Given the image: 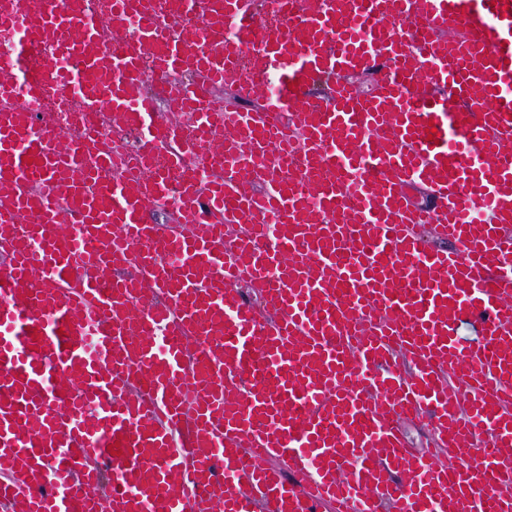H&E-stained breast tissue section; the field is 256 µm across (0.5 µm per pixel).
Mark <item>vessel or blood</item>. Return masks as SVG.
Wrapping results in <instances>:
<instances>
[{"instance_id": "b4317fda", "label": "vessel or blood", "mask_w": 512, "mask_h": 512, "mask_svg": "<svg viewBox=\"0 0 512 512\" xmlns=\"http://www.w3.org/2000/svg\"><path fill=\"white\" fill-rule=\"evenodd\" d=\"M169 2L0 0V512H512V0ZM43 109L57 113V121L62 129H66L68 124L75 118L73 112H70L68 103L59 98L52 89H48L45 94Z\"/></svg>"}]
</instances>
